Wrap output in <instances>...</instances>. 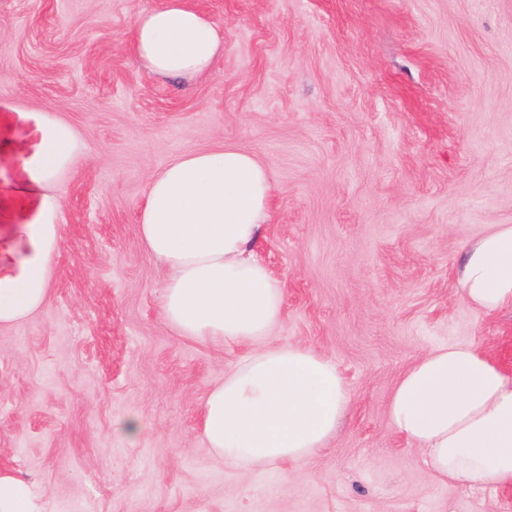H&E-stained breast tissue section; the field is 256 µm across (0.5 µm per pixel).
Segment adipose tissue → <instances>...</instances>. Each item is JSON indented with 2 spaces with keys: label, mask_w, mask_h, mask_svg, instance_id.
<instances>
[{
  "label": "adipose tissue",
  "mask_w": 512,
  "mask_h": 512,
  "mask_svg": "<svg viewBox=\"0 0 512 512\" xmlns=\"http://www.w3.org/2000/svg\"><path fill=\"white\" fill-rule=\"evenodd\" d=\"M223 31L186 0H163L134 23L139 62L160 77L208 72ZM25 162L27 191H41L37 222L23 225L26 252L0 271V325L44 303L60 241V194L45 185L73 168L84 145L67 122L46 117ZM272 191L269 167L232 145L180 157L154 174L141 216L147 251L163 263V312L180 335L224 344L258 343L225 373L202 405V434L231 467L263 468L308 458L334 434L348 402L332 362L312 347L261 346L282 315L277 278L255 256ZM468 299L492 313L512 306V225L467 249L459 272ZM390 426L421 448L440 478L512 485V377L474 346L420 355L387 408Z\"/></svg>",
  "instance_id": "obj_1"
}]
</instances>
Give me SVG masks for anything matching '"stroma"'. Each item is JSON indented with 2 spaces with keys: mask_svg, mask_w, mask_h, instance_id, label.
Masks as SVG:
<instances>
[{
  "mask_svg": "<svg viewBox=\"0 0 512 512\" xmlns=\"http://www.w3.org/2000/svg\"><path fill=\"white\" fill-rule=\"evenodd\" d=\"M160 0H0V247L40 197L24 160L47 115L84 153L58 182L43 306L0 326V470L38 512H512V486L443 481L387 406L426 351L466 343L512 375V307L466 297V248L512 225V0H186L224 31L209 73L137 61ZM230 144L272 170L257 244L280 281L275 345H308L349 402L312 457L225 466L207 392L250 352L167 322L140 212L152 175ZM136 413L129 442L117 419Z\"/></svg>",
  "mask_w": 512,
  "mask_h": 512,
  "instance_id": "1",
  "label": "stroma"
}]
</instances>
